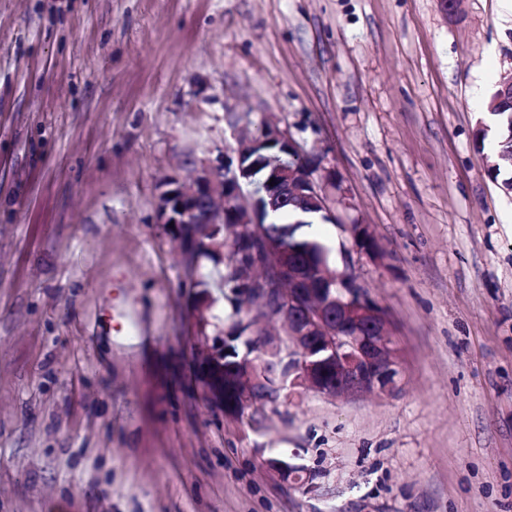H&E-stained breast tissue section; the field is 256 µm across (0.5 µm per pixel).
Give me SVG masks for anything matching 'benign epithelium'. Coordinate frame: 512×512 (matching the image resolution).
Returning a JSON list of instances; mask_svg holds the SVG:
<instances>
[{
    "label": "benign epithelium",
    "mask_w": 512,
    "mask_h": 512,
    "mask_svg": "<svg viewBox=\"0 0 512 512\" xmlns=\"http://www.w3.org/2000/svg\"><path fill=\"white\" fill-rule=\"evenodd\" d=\"M248 147L255 150L251 160H246L242 147L236 149L232 160L221 155L195 168L189 186L175 177L162 179L155 206L158 223L185 226L184 240L191 254L204 244L215 247L203 238L201 228L218 233L224 230L227 214L246 212L237 227L238 240L251 245L253 267L259 274L246 281L245 294L259 298L265 310L288 318L285 339L251 337L252 348L271 356L277 368L273 381H256L252 407L275 403L283 388L312 390L334 399L394 393L403 369L385 310L355 278L336 283L334 289L307 287L293 251L265 230L270 212L290 192L298 198V205L307 201V210L336 223L325 191L308 175L302 183L292 184L290 162L297 160L299 149L285 133L263 128ZM351 231L360 252L380 260L371 247L373 237L367 226L354 224ZM236 339L226 330L221 342L207 348L199 379L225 417L241 420L247 409L242 405L244 396L236 373L252 361L248 354L236 353ZM264 463L283 481L308 491L316 487L317 472L289 457H269Z\"/></svg>",
    "instance_id": "obj_1"
}]
</instances>
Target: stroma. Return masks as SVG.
<instances>
[{"instance_id":"obj_1","label":"stroma","mask_w":512,"mask_h":512,"mask_svg":"<svg viewBox=\"0 0 512 512\" xmlns=\"http://www.w3.org/2000/svg\"><path fill=\"white\" fill-rule=\"evenodd\" d=\"M506 78L512 0H0V512H512V196L475 137ZM263 126L389 316L393 394L247 423L198 379L223 307L158 186ZM264 463L270 471L283 481L304 487L308 491L316 487L317 472L294 463L289 457H268Z\"/></svg>"}]
</instances>
